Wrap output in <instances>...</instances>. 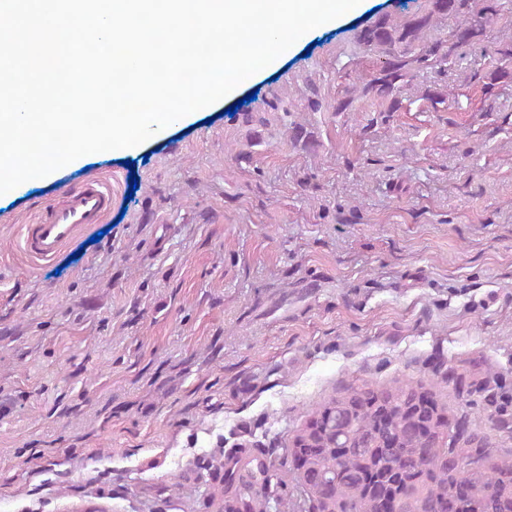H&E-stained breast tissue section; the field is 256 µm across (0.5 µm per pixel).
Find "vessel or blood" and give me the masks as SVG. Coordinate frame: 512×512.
Returning <instances> with one entry per match:
<instances>
[{
  "mask_svg": "<svg viewBox=\"0 0 512 512\" xmlns=\"http://www.w3.org/2000/svg\"><path fill=\"white\" fill-rule=\"evenodd\" d=\"M58 193L61 203L21 230L22 249L37 266L55 260L83 230L103 223L112 209V190L96 175L76 187L59 185Z\"/></svg>",
  "mask_w": 512,
  "mask_h": 512,
  "instance_id": "b4317fda",
  "label": "vessel or blood"
}]
</instances>
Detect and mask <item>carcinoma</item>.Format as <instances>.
Returning a JSON list of instances; mask_svg holds the SVG:
<instances>
[{
	"instance_id": "carcinoma-1",
	"label": "carcinoma",
	"mask_w": 512,
	"mask_h": 512,
	"mask_svg": "<svg viewBox=\"0 0 512 512\" xmlns=\"http://www.w3.org/2000/svg\"><path fill=\"white\" fill-rule=\"evenodd\" d=\"M501 11L500 0H428L424 11L378 17L357 31L355 43L383 64L332 103L311 89L307 109L353 112L366 99L398 111L416 73L440 72L453 50L486 41ZM448 19L455 21L449 38L434 36ZM498 54L485 76L487 92L512 83V39ZM417 399L427 409L414 420L403 409ZM449 425L457 431L454 448L440 441ZM309 429V438L290 451L288 470L302 512H512V455H495L421 384L349 387L320 405L296 437ZM259 472L262 483L240 477L237 460L224 467L222 493L236 498L240 512H267L271 475Z\"/></svg>"
}]
</instances>
